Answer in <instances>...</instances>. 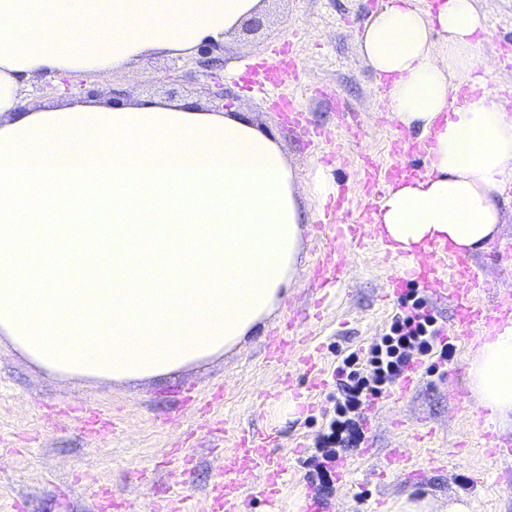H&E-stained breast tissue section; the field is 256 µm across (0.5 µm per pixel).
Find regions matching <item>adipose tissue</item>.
<instances>
[{
	"label": "adipose tissue",
	"mask_w": 512,
	"mask_h": 512,
	"mask_svg": "<svg viewBox=\"0 0 512 512\" xmlns=\"http://www.w3.org/2000/svg\"><path fill=\"white\" fill-rule=\"evenodd\" d=\"M265 0H0V335L80 378H155L224 354L277 307L305 217L279 145L236 111L189 99H22L38 76L106 79L151 55L190 58ZM477 0H386L358 33L390 77L389 118L429 141L428 172L388 187L374 223L397 249L496 236L512 180L502 90L476 80ZM470 388L512 427V320L479 338Z\"/></svg>",
	"instance_id": "adipose-tissue-1"
}]
</instances>
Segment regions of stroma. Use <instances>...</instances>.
<instances>
[{
	"mask_svg": "<svg viewBox=\"0 0 512 512\" xmlns=\"http://www.w3.org/2000/svg\"><path fill=\"white\" fill-rule=\"evenodd\" d=\"M478 6L487 19L477 49L490 66L485 80L493 88L512 85V0H478ZM376 8L375 0H268L263 29L237 32L210 51L214 68H201L193 58L150 56L121 74L88 79L83 96L104 101L193 97L212 111L242 112L278 143L294 172L307 218L302 252L279 308L263 326L229 353L161 377L134 383L71 378L38 367L0 336V512H95L105 493L140 512H150L159 493L186 498L191 512H210L208 490L224 461L212 450L218 442L213 429L220 425L277 434L273 450L287 480L277 502L254 499L249 512H299L309 491L328 502L329 512H390L405 495L429 496L443 506L462 495L471 512H512V457L489 467L478 445L482 412L457 404L458 392L469 388L474 339L454 341L451 358L460 366L455 377L443 383L428 375L405 401L379 400L375 421L363 427L357 443L323 446L334 417L335 385L316 390L312 410L293 416L281 415L274 401L288 389L304 388V354L319 351L327 371H335L344 356L385 336L393 317L378 298L397 262L369 243L346 253L342 279L328 292L321 318L297 327L302 343L284 361L265 358L287 318L300 316L317 296L324 254L315 221L324 205L310 182L326 164L323 154L333 156L328 164L347 192L350 217L367 224L365 160L389 161L390 141L402 130L388 119L386 91L358 49V31ZM286 40L294 41L299 59L288 92L333 135L315 148L288 127L274 104L246 93L239 81L249 64ZM470 260L482 272L481 302L492 303L497 290L512 289V268L502 267L489 251ZM366 439L373 444L368 458L362 454ZM297 444L298 454L292 451ZM179 448L192 450V473L182 474ZM396 449L425 468V476L407 483L381 475L384 457ZM340 462L354 471L352 487L336 486ZM481 471L486 477L480 483Z\"/></svg>",
	"mask_w": 512,
	"mask_h": 512,
	"instance_id": "1",
	"label": "stroma"
}]
</instances>
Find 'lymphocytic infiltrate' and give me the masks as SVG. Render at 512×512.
Wrapping results in <instances>:
<instances>
[{
  "label": "lymphocytic infiltrate",
  "instance_id": "lymphocytic-infiltrate-1",
  "mask_svg": "<svg viewBox=\"0 0 512 512\" xmlns=\"http://www.w3.org/2000/svg\"><path fill=\"white\" fill-rule=\"evenodd\" d=\"M437 318L428 311L416 287H409L401 300V309L394 315L390 331L375 344L367 358L373 373L363 376L357 353H349L336 368V418L331 423L333 434L355 431L352 413L362 410L370 399L381 395L396 381L402 367L418 358L433 354L448 358L450 344L438 340Z\"/></svg>",
  "mask_w": 512,
  "mask_h": 512
}]
</instances>
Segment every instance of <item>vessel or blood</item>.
Returning <instances> with one entry per match:
<instances>
[{
	"label": "vessel or blood",
	"mask_w": 512,
	"mask_h": 512,
	"mask_svg": "<svg viewBox=\"0 0 512 512\" xmlns=\"http://www.w3.org/2000/svg\"><path fill=\"white\" fill-rule=\"evenodd\" d=\"M294 67L291 45L285 44L273 49L270 60L255 68L260 87L278 92L290 80ZM288 121L301 128L309 141L329 139V132L313 126L306 112L296 103L288 104ZM428 143L400 133L391 142L392 163L368 161L366 181L375 189L368 203L370 210H378L381 192L386 186L403 174L412 171L411 161L425 157ZM370 234L362 224H338L328 234V249L333 262L327 263V283H337L342 272L343 254L348 245H363ZM395 257L400 265L396 276L391 277L389 288L382 296V303H390L399 297L407 284L414 283L425 288L432 299L449 301L452 316L443 328L444 333L468 337L479 333L492 334L495 326L503 319L512 317V291L499 294L493 308H486L474 293L480 283V275L466 256L452 252L446 244L432 241L428 244L427 264L421 265L414 254L399 251ZM423 382V374L417 364H408L399 375L387 397L397 403L415 392ZM269 432H242L236 436V451L227 459L223 469L213 483L212 495L215 512H245L250 500L259 496L273 501L280 494L286 469L281 457L269 449ZM267 471L269 480L261 488H254L250 482L255 470Z\"/></svg>",
	"instance_id": "1"
}]
</instances>
